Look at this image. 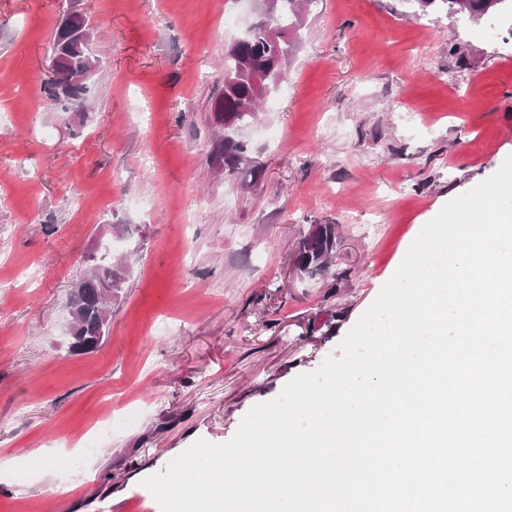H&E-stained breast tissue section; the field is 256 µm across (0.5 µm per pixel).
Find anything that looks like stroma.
<instances>
[{"label":"stroma","mask_w":512,"mask_h":512,"mask_svg":"<svg viewBox=\"0 0 512 512\" xmlns=\"http://www.w3.org/2000/svg\"><path fill=\"white\" fill-rule=\"evenodd\" d=\"M67 10L101 60L84 114L47 93ZM256 18L254 0H0V512H161L145 479L337 353L423 227L512 155L511 25L316 0L238 132L259 178L218 173L224 55ZM104 224L127 225L113 253L134 269L77 354L67 293ZM313 224L340 244L310 280L293 257Z\"/></svg>","instance_id":"stroma-1"}]
</instances>
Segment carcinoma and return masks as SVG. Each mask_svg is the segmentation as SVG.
I'll return each instance as SVG.
<instances>
[{
    "mask_svg": "<svg viewBox=\"0 0 512 512\" xmlns=\"http://www.w3.org/2000/svg\"><path fill=\"white\" fill-rule=\"evenodd\" d=\"M313 0H279V10L274 16L252 25L245 40L230 47V56L224 60V70L234 74L236 68L242 73L224 84L223 92L215 99L212 110L222 111L238 117L242 126L255 119L263 99L253 83L252 75L257 71L271 70L278 79L286 76L288 60L294 43L292 34L296 16L312 4ZM415 11L424 15L444 9L454 14L457 0H411ZM465 15L477 19L485 14H512V0H497V6L488 7V0H467ZM89 19L81 13L72 12L61 18L56 25L50 43L51 64L56 79L48 87L49 95L67 109H77L86 100V84L72 80L90 69V60L76 48L79 30H88ZM233 129H224V137L214 146L213 155L230 174L247 171L257 177L259 169L252 166L248 145L232 136ZM336 251V225L313 224L299 241L297 252L298 270L311 275H325L329 262ZM86 273L76 280L69 290L66 304L74 312L76 335L83 337L75 353H90L97 350L108 335L109 320L107 306L102 295L109 293L112 299L122 297L123 288L131 277L133 263L124 259L112 261V252L102 249L93 257H85Z\"/></svg>",
    "mask_w": 512,
    "mask_h": 512,
    "instance_id": "1",
    "label": "carcinoma"
}]
</instances>
